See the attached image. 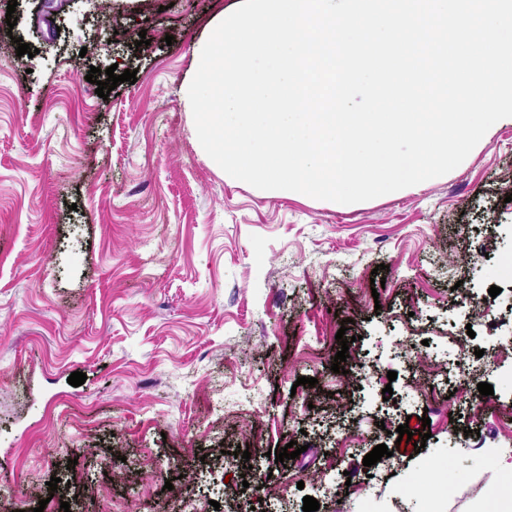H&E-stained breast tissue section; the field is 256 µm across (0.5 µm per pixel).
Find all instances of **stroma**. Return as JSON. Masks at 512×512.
I'll return each mask as SVG.
<instances>
[{
  "label": "stroma",
  "mask_w": 512,
  "mask_h": 512,
  "mask_svg": "<svg viewBox=\"0 0 512 512\" xmlns=\"http://www.w3.org/2000/svg\"><path fill=\"white\" fill-rule=\"evenodd\" d=\"M17 2L0 27V512H61L53 477L82 489L73 512H171L170 479L200 512H303L307 495L478 512L512 457V122L369 201L260 190L203 152L180 92L240 0ZM114 64L137 81L100 98L86 75ZM402 424L430 428L424 448ZM291 440L303 453L276 463ZM213 452L223 467L203 469Z\"/></svg>",
  "instance_id": "35a3bbf8"
}]
</instances>
